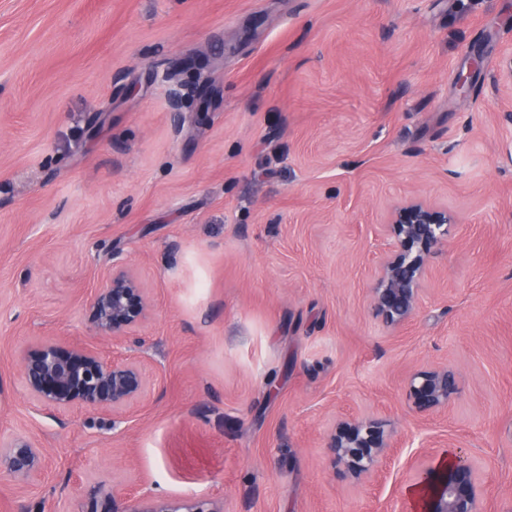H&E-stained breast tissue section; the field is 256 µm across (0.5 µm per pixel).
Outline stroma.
I'll use <instances>...</instances> for the list:
<instances>
[{
  "label": "stroma",
  "instance_id": "35a3bbf8",
  "mask_svg": "<svg viewBox=\"0 0 512 512\" xmlns=\"http://www.w3.org/2000/svg\"><path fill=\"white\" fill-rule=\"evenodd\" d=\"M510 59L512 0H0V438L46 455L33 486L0 473V512H78L103 479L400 512L425 448L463 451L483 512H512ZM411 201L455 222L389 326L371 298ZM117 265L151 293V390L113 421L34 407L33 338L124 356L90 332ZM438 366L457 392L415 412L408 380ZM363 415L399 455L356 479L325 438Z\"/></svg>",
  "mask_w": 512,
  "mask_h": 512
}]
</instances>
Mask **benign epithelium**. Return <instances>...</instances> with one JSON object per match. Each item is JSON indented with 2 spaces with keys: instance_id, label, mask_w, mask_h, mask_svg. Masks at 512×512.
Listing matches in <instances>:
<instances>
[{
  "instance_id": "benign-epithelium-1",
  "label": "benign epithelium",
  "mask_w": 512,
  "mask_h": 512,
  "mask_svg": "<svg viewBox=\"0 0 512 512\" xmlns=\"http://www.w3.org/2000/svg\"><path fill=\"white\" fill-rule=\"evenodd\" d=\"M453 217L448 209L423 203L396 208L389 222L396 241L383 261L372 306L383 323L399 326L414 314L425 277V260L439 242L448 240ZM94 337L128 350L108 358L84 343L41 336L19 354L23 385L34 406L66 413L75 407L100 419L120 417L144 397L149 379L135 354L144 342L141 330L151 312L148 289L126 267H114L90 300ZM456 380L446 368L422 370L412 376L407 396L419 412L448 405ZM394 447L383 421L361 418L335 426L327 436L331 463L359 478L375 470ZM431 462L416 473L421 491L416 512H482V475L477 464L458 452L452 459L430 451ZM44 451L23 436L0 439V472L22 485L44 475ZM81 512H223L200 498L151 499L137 503L118 484L99 481L89 487Z\"/></svg>"
}]
</instances>
